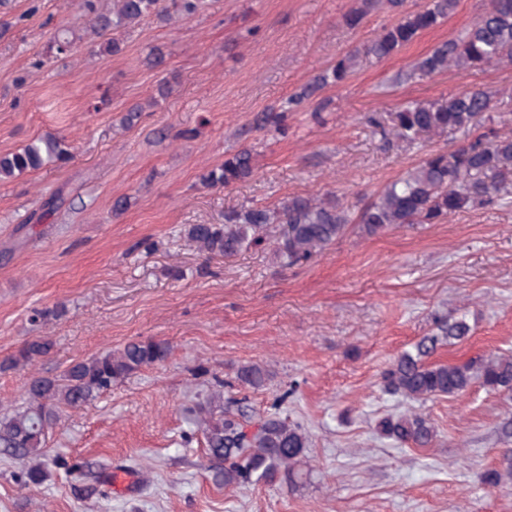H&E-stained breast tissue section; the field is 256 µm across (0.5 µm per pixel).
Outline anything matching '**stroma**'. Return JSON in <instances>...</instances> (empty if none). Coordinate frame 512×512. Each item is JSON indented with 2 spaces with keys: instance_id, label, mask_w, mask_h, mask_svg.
Segmentation results:
<instances>
[{
  "instance_id": "35a3bbf8",
  "label": "stroma",
  "mask_w": 512,
  "mask_h": 512,
  "mask_svg": "<svg viewBox=\"0 0 512 512\" xmlns=\"http://www.w3.org/2000/svg\"><path fill=\"white\" fill-rule=\"evenodd\" d=\"M352 3L206 0L192 18L123 32L116 55L85 42L35 72L53 26L82 24L75 0L0 6V153L48 133L74 151L65 167L0 182V360L39 337L52 344L35 365L0 373V406L20 404L31 376L60 374L130 340L172 348L164 363L63 412L47 450L67 465L41 486L21 487V463L0 459V512H512V483L482 479L505 447L497 427L512 417V397L476 384L419 404L437 429L424 449L376 430L405 407L383 391L382 371L436 319L466 317L473 332L440 346L435 361L512 352L511 197L441 224L375 236L352 228L288 268L272 252L276 224L263 245L225 260H204L184 236L187 225L222 223L226 209L251 202L332 191L352 205L371 196L421 157L385 147L366 121L373 112L484 89L495 94L493 132L512 135V63L405 76L468 28L486 0H457L448 19L400 51L361 58L347 80L320 91L325 112L289 113L286 134L256 129L258 113L279 110L388 23L378 12L348 28ZM155 53L165 64L148 68ZM163 82L171 91L161 100ZM136 104L144 112L124 127ZM243 147L257 154L252 178L201 185ZM57 189L63 208L31 221ZM120 196L128 204L117 215ZM59 306L60 318L34 317ZM247 364L270 375L266 387L246 390L250 410L277 412L309 434L313 473L300 490L224 488L208 477L203 435L186 409L213 378L236 384ZM102 464L134 483L87 497L84 477Z\"/></svg>"
}]
</instances>
